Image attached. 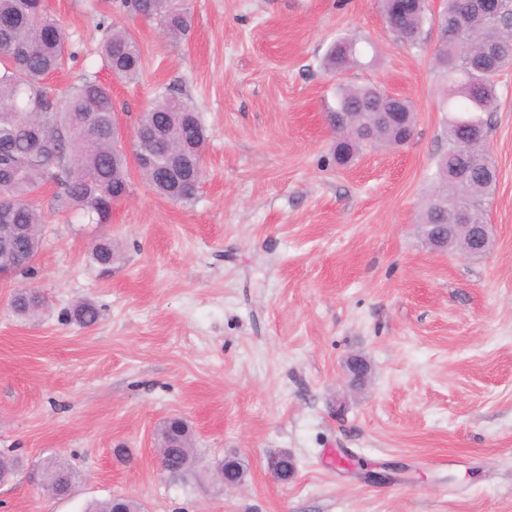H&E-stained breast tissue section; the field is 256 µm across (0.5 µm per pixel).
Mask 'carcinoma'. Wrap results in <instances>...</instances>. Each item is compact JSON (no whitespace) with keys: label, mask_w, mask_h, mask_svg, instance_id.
Wrapping results in <instances>:
<instances>
[{"label":"carcinoma","mask_w":512,"mask_h":512,"mask_svg":"<svg viewBox=\"0 0 512 512\" xmlns=\"http://www.w3.org/2000/svg\"><path fill=\"white\" fill-rule=\"evenodd\" d=\"M471 0H444L439 13L442 35L435 67L445 82L442 107L448 112V148L435 161V189L426 199L420 223L431 232L452 235L453 246L463 250L474 241L484 223L486 199L496 182V168L485 151L490 134L486 115L498 101L497 76L512 66V0L487 15L469 7ZM125 12L159 20L166 34L177 39L190 27L184 0H121ZM390 33L406 47L418 45L433 30L425 0H381ZM359 40L344 34L330 46L325 66L342 71L358 61ZM71 55L67 34L46 0H0V245L26 256L21 274L32 269L45 224V216L31 202L49 183L57 185L56 209L77 211L89 224H107L118 194L128 193L129 158L112 138L117 117L110 84L88 79L62 94L49 95L47 76ZM102 66L114 77L133 80L141 69L142 54L135 36L113 28L100 50ZM396 107L408 113L406 126L415 129L409 101L385 100L375 86H340L336 108L327 114L329 125L340 112H380ZM134 130L155 133L184 147L178 169L172 173L161 149L156 161L137 169L158 195L187 203L194 199L193 184L203 179L202 158L206 142L199 113L174 90L162 91L158 100L138 118ZM405 142L400 127L392 129L361 123L334 141L336 164L352 162L368 147ZM92 264L112 267V239H96L88 252ZM13 313L33 317L44 306V296L32 288H17L10 298ZM71 320L88 328L99 318L91 301L77 304ZM163 466L183 477L193 470L186 457L201 458L193 432L186 422L167 421L158 440ZM76 471L57 456L41 463L39 481L49 495L69 493ZM144 512L143 505L122 495L94 504L89 512Z\"/></svg>","instance_id":"cac0c4a2"}]
</instances>
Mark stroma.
<instances>
[{"mask_svg": "<svg viewBox=\"0 0 512 512\" xmlns=\"http://www.w3.org/2000/svg\"><path fill=\"white\" fill-rule=\"evenodd\" d=\"M188 4L174 41L120 0H48L71 52L50 92L111 82L131 125L178 87L206 130L205 176L185 204L131 171L107 224L35 197V268L0 281V450L62 457L77 479L58 499L18 473L0 512H85L115 494L146 512H512V68L488 139L490 250L435 252L417 226L447 148L433 39L396 44L380 0ZM111 24L140 45L135 81L101 67ZM345 33L371 47L328 71ZM342 85L407 98L413 140L332 164ZM102 236L118 255L107 271L88 258ZM23 284L47 301L36 318L9 307ZM82 300L100 310L93 327L69 319ZM353 356L372 367L364 383L346 375ZM175 415L206 458L242 460L237 489L162 472L156 429ZM279 449L297 463L285 484L267 469Z\"/></svg>", "mask_w": 512, "mask_h": 512, "instance_id": "1", "label": "stroma"}]
</instances>
